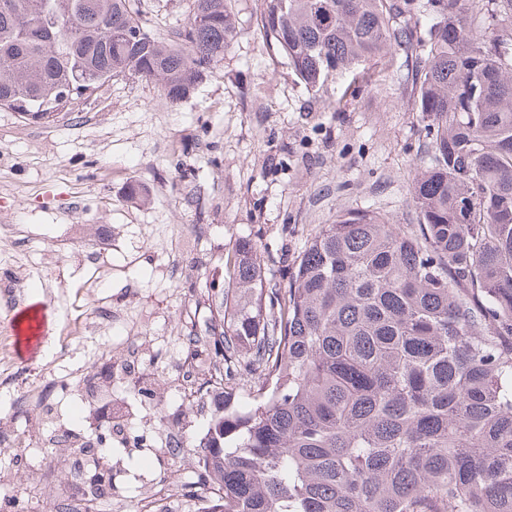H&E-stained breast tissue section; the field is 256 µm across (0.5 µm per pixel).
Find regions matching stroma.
I'll use <instances>...</instances> for the list:
<instances>
[{
	"label": "stroma",
	"instance_id": "35a3bbf8",
	"mask_svg": "<svg viewBox=\"0 0 512 512\" xmlns=\"http://www.w3.org/2000/svg\"><path fill=\"white\" fill-rule=\"evenodd\" d=\"M161 41L188 20L192 0H138ZM264 0H232L237 35L195 89L170 102L159 85L119 77L45 119L0 109V512H44L77 478L40 442L90 440L105 422L177 437L158 470L189 479L211 403H182L142 367L152 401L109 377L123 337L142 358L174 337L203 334L201 277L223 285L239 240L261 248L268 282H281L308 231L348 210L393 224L418 221L411 184L428 161V121L414 109L415 65L400 51L306 85L266 39ZM147 192L131 197L130 186ZM49 318L19 351L14 320L33 296ZM47 391L73 414L17 415V397ZM25 440L12 447V437ZM140 450L114 443L116 483L101 512H139L151 482Z\"/></svg>",
	"mask_w": 512,
	"mask_h": 512
}]
</instances>
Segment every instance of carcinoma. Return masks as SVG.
Listing matches in <instances>:
<instances>
[{
    "label": "carcinoma",
    "mask_w": 512,
    "mask_h": 512,
    "mask_svg": "<svg viewBox=\"0 0 512 512\" xmlns=\"http://www.w3.org/2000/svg\"><path fill=\"white\" fill-rule=\"evenodd\" d=\"M232 0H193L164 44L133 0H0V108L40 118L119 76L176 102L224 59ZM425 17L431 24L418 33ZM309 86L391 50L420 60L433 129L418 223L319 224L285 283L239 242L203 336L214 406L196 483L212 512H512V0H265Z\"/></svg>",
    "instance_id": "obj_1"
}]
</instances>
